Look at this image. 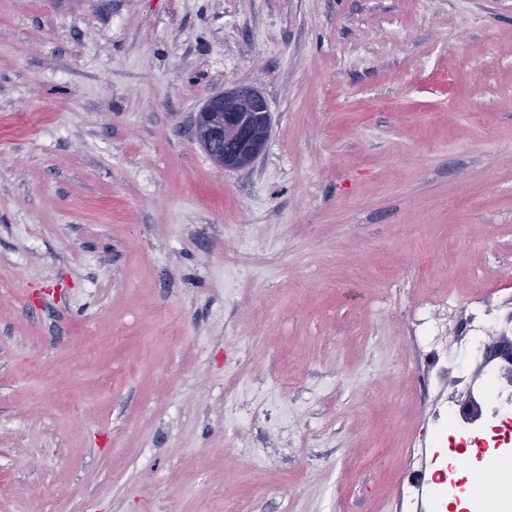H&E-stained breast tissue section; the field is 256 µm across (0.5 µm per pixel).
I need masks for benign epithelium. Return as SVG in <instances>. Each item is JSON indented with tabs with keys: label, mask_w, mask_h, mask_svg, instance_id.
Returning a JSON list of instances; mask_svg holds the SVG:
<instances>
[{
	"label": "benign epithelium",
	"mask_w": 512,
	"mask_h": 512,
	"mask_svg": "<svg viewBox=\"0 0 512 512\" xmlns=\"http://www.w3.org/2000/svg\"><path fill=\"white\" fill-rule=\"evenodd\" d=\"M270 127L266 99L249 86L208 97L194 118L196 136L222 169L251 165L264 151Z\"/></svg>",
	"instance_id": "obj_1"
}]
</instances>
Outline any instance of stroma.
<instances>
[{
	"label": "stroma",
	"instance_id": "stroma-1",
	"mask_svg": "<svg viewBox=\"0 0 512 512\" xmlns=\"http://www.w3.org/2000/svg\"><path fill=\"white\" fill-rule=\"evenodd\" d=\"M239 84L271 131L224 170L193 116ZM475 281L512 0H0V512H434L486 359L414 302L460 338Z\"/></svg>",
	"mask_w": 512,
	"mask_h": 512
}]
</instances>
